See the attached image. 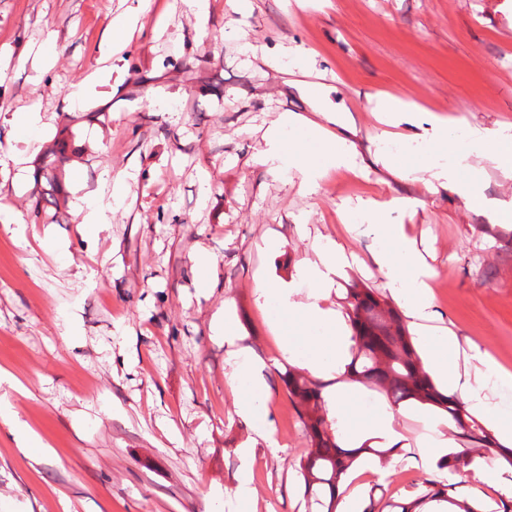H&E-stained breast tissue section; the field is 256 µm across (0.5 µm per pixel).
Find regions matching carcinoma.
<instances>
[{
	"mask_svg": "<svg viewBox=\"0 0 512 512\" xmlns=\"http://www.w3.org/2000/svg\"><path fill=\"white\" fill-rule=\"evenodd\" d=\"M49 186L46 202L57 205L61 179L52 169L45 173ZM345 302L354 346L346 374L353 382L376 388L396 408L412 406L432 410L448 420L459 447L437 462L451 475L472 473L484 459L504 470H512V449L501 445L484 423L470 413L459 398L443 390L425 371L408 326L399 311L374 288L354 282L346 288ZM288 397L310 439L299 464L300 488L308 506L318 505L335 512L343 485L356 462L365 456L387 461L394 449L364 442L349 448L339 441L337 430L327 418L324 384L288 368L281 375ZM491 512L480 498L463 497L457 483L434 481L413 499L388 504L391 512Z\"/></svg>",
	"mask_w": 512,
	"mask_h": 512,
	"instance_id": "1",
	"label": "carcinoma"
}]
</instances>
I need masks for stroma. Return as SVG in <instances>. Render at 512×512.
I'll use <instances>...</instances> for the list:
<instances>
[{"label": "stroma", "mask_w": 512, "mask_h": 512, "mask_svg": "<svg viewBox=\"0 0 512 512\" xmlns=\"http://www.w3.org/2000/svg\"><path fill=\"white\" fill-rule=\"evenodd\" d=\"M207 4L200 16L183 0H0V110L40 117L34 131L0 120V369L17 381L0 386V409L48 449L24 456L0 420V512H306L298 468L310 441L280 378L316 334L298 311L311 292L298 266L336 243L354 259L334 309L355 281L406 309L372 262L377 211L431 269L432 338L454 337L461 374L473 350L485 353L483 392L512 417V168L469 133L510 134L512 152V0ZM135 11L140 25L108 57L109 24ZM234 28L266 57L245 61ZM92 72L104 80L70 107L69 85ZM385 97L447 117L443 139L381 123ZM287 114L285 137L309 157L319 145L308 128L322 123L353 144L351 165L323 164L312 189L270 172L263 134ZM432 157L454 181L429 183ZM46 163L62 174L58 211L41 196ZM106 171L130 173L127 195L103 197L106 224H82L77 194ZM260 273L291 286L293 309L258 302ZM220 319L262 370L268 438L239 415ZM283 331L293 356L280 351ZM351 389L347 416L392 411L402 437L389 461L367 457L350 473L341 492L356 512L443 480L434 462L456 445L446 419ZM510 482L512 471L484 464L459 490L495 498Z\"/></svg>", "instance_id": "obj_1"}]
</instances>
